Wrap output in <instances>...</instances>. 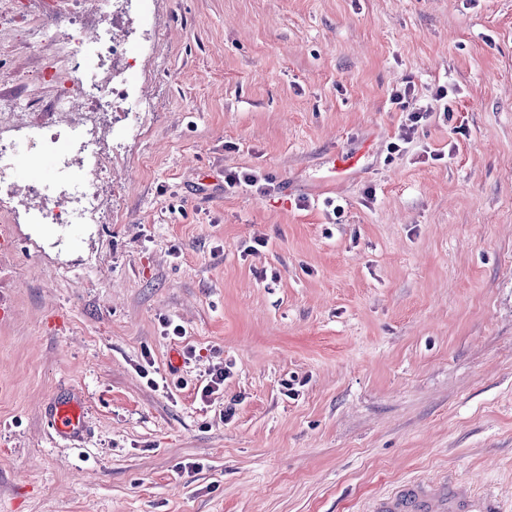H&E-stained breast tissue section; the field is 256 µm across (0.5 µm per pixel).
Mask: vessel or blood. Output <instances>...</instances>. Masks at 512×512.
I'll use <instances>...</instances> for the list:
<instances>
[{
	"mask_svg": "<svg viewBox=\"0 0 512 512\" xmlns=\"http://www.w3.org/2000/svg\"><path fill=\"white\" fill-rule=\"evenodd\" d=\"M87 415L85 402L62 399L54 404L50 423L57 434L72 437L85 431ZM367 512H493V507L468 485L414 479L373 497Z\"/></svg>",
	"mask_w": 512,
	"mask_h": 512,
	"instance_id": "1",
	"label": "vessel or blood"
}]
</instances>
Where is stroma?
<instances>
[{
    "mask_svg": "<svg viewBox=\"0 0 512 512\" xmlns=\"http://www.w3.org/2000/svg\"><path fill=\"white\" fill-rule=\"evenodd\" d=\"M143 26L152 109L98 223L0 207V512H363L445 476L512 512V0H151L114 21ZM34 66L0 40V86L50 104L12 80ZM408 81L432 110L393 157ZM229 170L258 182L225 189ZM60 398L87 404L83 438L52 429Z\"/></svg>",
    "mask_w": 512,
    "mask_h": 512,
    "instance_id": "1",
    "label": "stroma"
}]
</instances>
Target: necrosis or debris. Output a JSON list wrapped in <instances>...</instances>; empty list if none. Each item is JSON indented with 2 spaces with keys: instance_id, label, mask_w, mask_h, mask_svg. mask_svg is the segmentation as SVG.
<instances>
[{
  "instance_id": "1",
  "label": "necrosis or debris",
  "mask_w": 512,
  "mask_h": 512,
  "mask_svg": "<svg viewBox=\"0 0 512 512\" xmlns=\"http://www.w3.org/2000/svg\"><path fill=\"white\" fill-rule=\"evenodd\" d=\"M145 0H77L60 6L50 17L33 15L21 29L26 46L40 50L47 41L58 46L56 57L42 61L35 79L56 85L51 107L37 112L34 103L11 92H0V200L15 195L4 174L11 158L55 162V177L65 183L33 186L38 206L14 208L16 221L25 224H92L100 209L101 194L112 181V146L100 139L96 124L111 115L132 83L114 84V64L135 67L124 42L112 30L116 13H142ZM81 121H69L74 111Z\"/></svg>"
}]
</instances>
